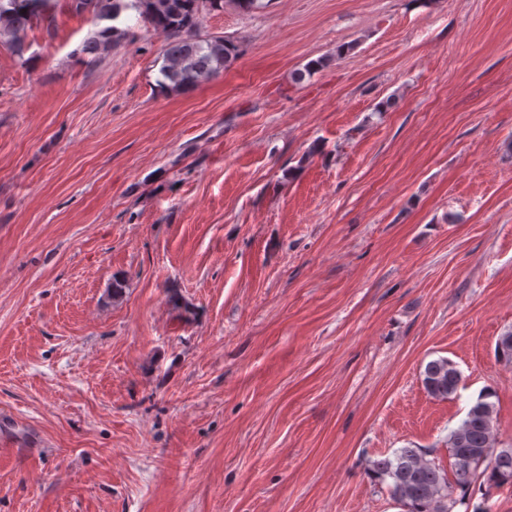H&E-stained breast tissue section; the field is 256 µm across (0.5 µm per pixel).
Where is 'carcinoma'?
Segmentation results:
<instances>
[{"label": "carcinoma", "instance_id": "cac0c4a2", "mask_svg": "<svg viewBox=\"0 0 512 512\" xmlns=\"http://www.w3.org/2000/svg\"><path fill=\"white\" fill-rule=\"evenodd\" d=\"M76 13H89L106 23L81 47L88 62L104 59L123 42L129 29L123 19L134 18L163 37L165 48L160 86L171 92L195 89L221 75L239 56L237 44L222 36H202L200 13L224 9V0H64ZM59 0H0V46L21 58L26 53L27 31L42 23L51 29V8ZM497 357L512 364V331L498 337ZM461 379L456 365L446 357L430 360L422 384L436 399L454 394ZM496 411L483 399L474 403L465 418L448 435L449 467L445 470L420 448H400L391 456L372 462V476L387 483L391 498L403 512H454L466 503L475 486L494 489L512 487V447L495 441Z\"/></svg>", "mask_w": 512, "mask_h": 512}]
</instances>
